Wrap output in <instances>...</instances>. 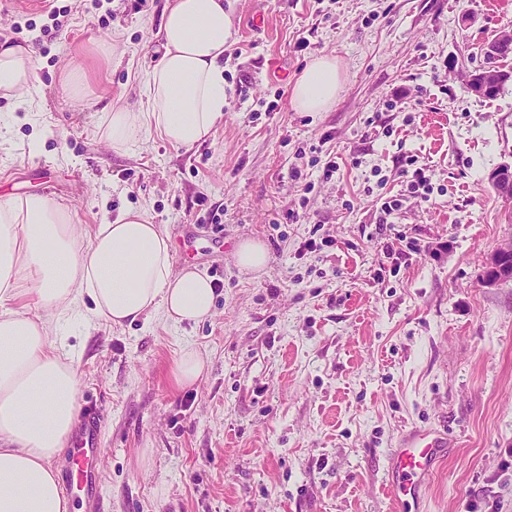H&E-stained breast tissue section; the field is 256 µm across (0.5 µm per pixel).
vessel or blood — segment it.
Masks as SVG:
<instances>
[{
  "mask_svg": "<svg viewBox=\"0 0 512 512\" xmlns=\"http://www.w3.org/2000/svg\"><path fill=\"white\" fill-rule=\"evenodd\" d=\"M100 427L99 414L89 413L85 428L72 441L66 472L68 486L83 491L91 484ZM447 447V433L436 428H416L402 437L389 462L390 491L396 501L418 505L422 489Z\"/></svg>",
  "mask_w": 512,
  "mask_h": 512,
  "instance_id": "b4317fda",
  "label": "vessel or blood"
}]
</instances>
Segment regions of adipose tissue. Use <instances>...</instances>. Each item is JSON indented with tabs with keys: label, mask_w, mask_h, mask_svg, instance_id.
<instances>
[{
	"label": "adipose tissue",
	"mask_w": 512,
	"mask_h": 512,
	"mask_svg": "<svg viewBox=\"0 0 512 512\" xmlns=\"http://www.w3.org/2000/svg\"><path fill=\"white\" fill-rule=\"evenodd\" d=\"M231 36L224 0H168L145 70L147 106H113L101 136L118 151L153 134L184 148L208 139L224 120ZM35 83L33 46L0 42V96L32 105ZM339 86L335 59L315 58L292 106L327 111ZM84 299L115 327L156 314L197 323L212 317L215 290L198 271L173 272L169 238L140 210L84 233L47 195H0V512H73L55 461L77 426L80 375L47 316Z\"/></svg>",
	"instance_id": "obj_1"
}]
</instances>
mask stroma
I'll return each instance as SVG.
<instances>
[{
	"instance_id": "stroma-1",
	"label": "stroma",
	"mask_w": 512,
	"mask_h": 512,
	"mask_svg": "<svg viewBox=\"0 0 512 512\" xmlns=\"http://www.w3.org/2000/svg\"><path fill=\"white\" fill-rule=\"evenodd\" d=\"M165 4L0 6V39L36 48L41 98L28 112L0 97V193L48 194L86 227L140 208L169 236L174 271L219 284L198 324L50 316L79 350V409L107 412L105 512H396L390 455L429 426L450 447L419 512H512V281L481 279L512 242V199L487 180L512 157V80L487 99L463 78L512 30V0H234L213 136L112 151L98 127L112 105L145 108L141 66ZM115 36L124 55L109 67L95 48ZM320 56L338 63L336 100L295 111L291 88ZM75 60L90 79L81 97L62 82ZM410 156L429 201L409 191ZM393 196L403 206L384 216ZM290 209L304 220L285 221ZM397 233L428 251L394 265ZM310 238L320 247L297 256ZM246 239L268 250L256 277L235 261ZM189 344L207 364L182 387Z\"/></svg>"
}]
</instances>
